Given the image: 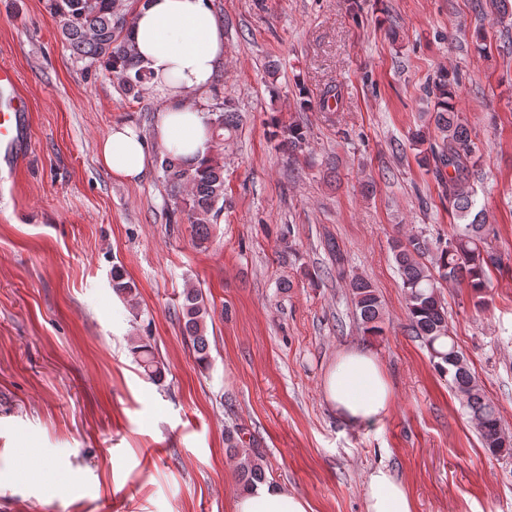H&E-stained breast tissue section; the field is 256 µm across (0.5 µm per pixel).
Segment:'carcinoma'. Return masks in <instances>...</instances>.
<instances>
[{
	"instance_id": "carcinoma-1",
	"label": "carcinoma",
	"mask_w": 512,
	"mask_h": 512,
	"mask_svg": "<svg viewBox=\"0 0 512 512\" xmlns=\"http://www.w3.org/2000/svg\"><path fill=\"white\" fill-rule=\"evenodd\" d=\"M47 9L58 23L60 34L76 61L87 69L102 68L116 80L126 94L139 95L149 81L141 67L130 33L133 13L122 0H47ZM459 78L446 72L438 75L427 92L435 99L433 116L436 135L419 128L412 132V145L420 148V162L433 166L436 178L445 188L454 224L452 235L438 242L436 249L428 246L420 234L395 238L391 250L402 278L408 299L409 329L427 347L434 368L448 378L451 386L464 399L474 420L483 447L493 456L512 451L500 425L495 406L486 400L468 369L464 355L457 349L448 328V311L437 290L448 281H465L474 292L477 303H483L487 288V270L500 269L503 259L489 241L491 230L483 221L482 212H473L475 194L468 183L470 168L476 165L477 146L470 129L456 110ZM240 125L234 102L226 99L209 110L211 157L199 165H188L176 157L165 155L160 162L168 196L174 204L170 216L187 215L191 221L196 245L204 246L210 239V226L224 213V144ZM281 146L298 155L308 148L307 131L290 123L279 130ZM453 169L447 174V169ZM336 257L338 275L349 278L355 310L364 332L382 333L381 301L372 284L359 276H347L339 245L330 243ZM112 288L122 296L134 295L135 286L127 281L121 269H112ZM182 333L202 367L210 364V344L206 336V319L210 316L203 294L195 288L184 293L180 307ZM138 365L146 376L161 374L158 361L148 344L133 347ZM229 449L239 457L238 482L248 491L266 481L261 457L239 451L232 433H227Z\"/></svg>"
}]
</instances>
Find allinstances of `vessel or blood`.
Segmentation results:
<instances>
[{
  "mask_svg": "<svg viewBox=\"0 0 512 512\" xmlns=\"http://www.w3.org/2000/svg\"><path fill=\"white\" fill-rule=\"evenodd\" d=\"M29 147V104L13 68L0 65V163L16 168Z\"/></svg>",
  "mask_w": 512,
  "mask_h": 512,
  "instance_id": "b4317fda",
  "label": "vessel or blood"
}]
</instances>
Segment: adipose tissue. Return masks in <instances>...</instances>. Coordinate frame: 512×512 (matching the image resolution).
<instances>
[{"mask_svg": "<svg viewBox=\"0 0 512 512\" xmlns=\"http://www.w3.org/2000/svg\"><path fill=\"white\" fill-rule=\"evenodd\" d=\"M130 39L160 105L154 139L146 141L134 124L113 125L99 142L98 158L113 176L134 181L145 174L151 149L191 163L208 156V96L224 61V24L212 0H138ZM322 390L337 419L353 429L382 422L394 400L383 366L360 348L337 353ZM367 486L366 512H415L407 487L389 470H372ZM308 510L303 498L275 485L233 502V512Z\"/></svg>", "mask_w": 512, "mask_h": 512, "instance_id": "obj_1", "label": "adipose tissue"}]
</instances>
